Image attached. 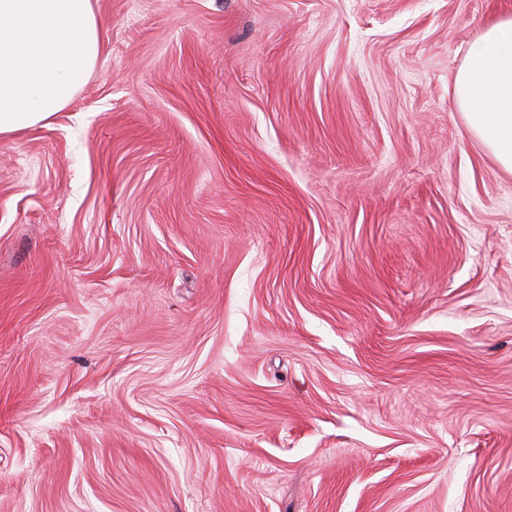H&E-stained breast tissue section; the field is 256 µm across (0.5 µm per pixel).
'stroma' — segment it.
Wrapping results in <instances>:
<instances>
[{
    "label": "stroma",
    "mask_w": 512,
    "mask_h": 512,
    "mask_svg": "<svg viewBox=\"0 0 512 512\" xmlns=\"http://www.w3.org/2000/svg\"><path fill=\"white\" fill-rule=\"evenodd\" d=\"M0 137V512H512V0H96ZM454 90L470 133L512 173V15L482 26L456 73Z\"/></svg>",
    "instance_id": "obj_1"
}]
</instances>
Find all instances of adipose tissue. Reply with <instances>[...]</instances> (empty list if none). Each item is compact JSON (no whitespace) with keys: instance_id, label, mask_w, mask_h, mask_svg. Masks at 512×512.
<instances>
[{"instance_id":"ef3b65f1","label":"adipose tissue","mask_w":512,"mask_h":512,"mask_svg":"<svg viewBox=\"0 0 512 512\" xmlns=\"http://www.w3.org/2000/svg\"><path fill=\"white\" fill-rule=\"evenodd\" d=\"M102 44L94 0H0V136L62 111ZM454 90L470 133L512 173V15L482 26Z\"/></svg>"}]
</instances>
